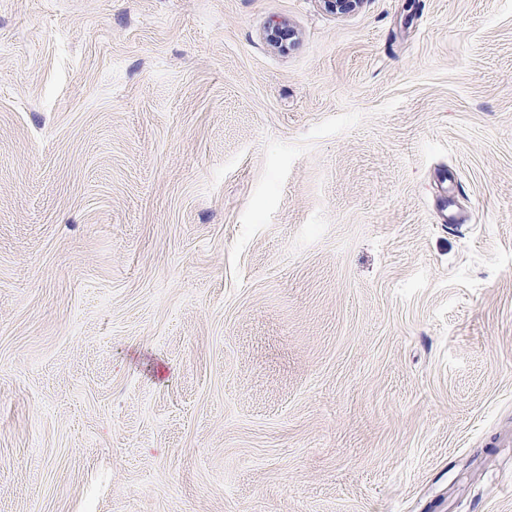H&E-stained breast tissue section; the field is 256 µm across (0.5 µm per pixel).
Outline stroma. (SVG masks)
Listing matches in <instances>:
<instances>
[{
  "instance_id": "obj_1",
  "label": "stroma",
  "mask_w": 512,
  "mask_h": 512,
  "mask_svg": "<svg viewBox=\"0 0 512 512\" xmlns=\"http://www.w3.org/2000/svg\"><path fill=\"white\" fill-rule=\"evenodd\" d=\"M0 512H512V0H0Z\"/></svg>"
}]
</instances>
